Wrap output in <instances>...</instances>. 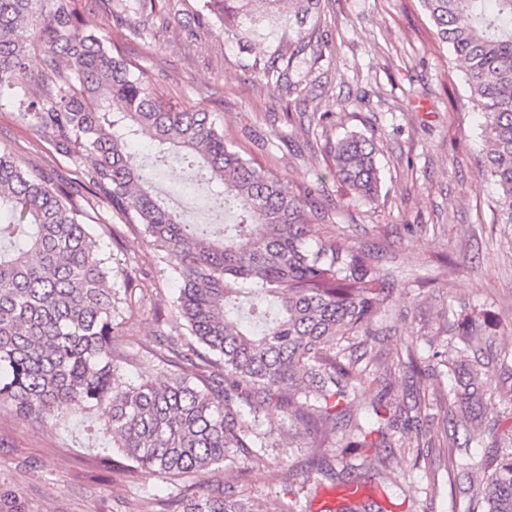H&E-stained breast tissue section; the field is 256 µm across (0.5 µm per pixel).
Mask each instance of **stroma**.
Here are the masks:
<instances>
[{
	"mask_svg": "<svg viewBox=\"0 0 512 512\" xmlns=\"http://www.w3.org/2000/svg\"><path fill=\"white\" fill-rule=\"evenodd\" d=\"M86 28L106 26L113 52L153 76L163 103L209 112L226 142L242 156L311 191L316 232L339 234L348 248L376 257L392 292L376 329L377 348L413 347L420 365L432 353L428 337L446 345L437 389L420 426L447 427L438 400L455 393L452 362L464 319L482 323L488 343L477 353L494 393L512 392V368L495 357L512 349V225L493 219L496 190L482 176V118L465 75L440 43L420 0H329L318 26L330 49L299 60L301 91L288 94L246 67L236 41L201 23V0H154L147 34L132 32L135 0H70ZM352 98L356 108L339 109ZM357 132L374 139L382 193L368 203L334 176L327 144ZM0 147L25 165L73 178L72 161L23 125L9 98L0 99ZM188 224L217 223L189 186L156 184ZM102 412L68 422L34 423L0 409V512H120L127 499L164 497L171 485L144 475L125 482L99 469L108 437ZM493 436L469 439L452 427L464 463L498 451L497 433L512 429V403L490 418ZM398 489L380 496L385 512H466L465 473L448 451L427 449L419 465L399 462Z\"/></svg>",
	"mask_w": 512,
	"mask_h": 512,
	"instance_id": "35a3bbf8",
	"label": "stroma"
}]
</instances>
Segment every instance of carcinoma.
<instances>
[{"instance_id":"1","label":"carcinoma","mask_w":512,"mask_h":512,"mask_svg":"<svg viewBox=\"0 0 512 512\" xmlns=\"http://www.w3.org/2000/svg\"><path fill=\"white\" fill-rule=\"evenodd\" d=\"M0 0V97L18 98L21 120L69 157L77 177L64 181L22 166L0 149V405L39 423L101 408L112 447L97 465L127 478L143 473L176 485L167 498L126 503L127 512H265L238 484L203 483L222 467L248 479L251 464L280 447L274 429L258 428L271 411L287 419L288 443L306 450L308 468L279 463L269 481L288 496L283 512H303L300 498L396 483L394 460L431 444V431L405 427L394 393L396 371L416 363L380 355L361 363L358 338L374 341L371 325L387 299L370 255L314 232L311 194L243 158L224 142L207 112L159 104L143 68L114 55L106 28L86 30L65 0ZM326 0H203L206 16L238 42L258 48L248 64L292 93L289 72L305 51L319 59L329 47L315 20ZM441 43L467 76L482 122L483 167L497 188V223L512 224V0H421ZM31 76L54 86L48 96H18ZM150 141L154 163L132 151ZM374 141L350 133L329 146L332 171L371 203L381 193ZM196 171L197 196L234 212L232 224H186L155 190ZM108 212L123 225L96 221ZM150 239L147 264L165 266L182 283L170 315L153 306L157 285L143 266L101 252L99 237L122 227ZM137 303L153 307L158 340L144 354L119 337ZM169 367L159 378L148 364ZM136 380L112 388L118 371ZM488 373L472 366L465 392L447 400L446 416L486 433L493 405L480 390ZM378 392L364 426L351 412L363 388ZM400 431L392 440L389 432ZM342 442L369 452L358 464L327 448ZM470 476L478 485L468 512H512V438ZM325 512H383L371 498L340 497Z\"/></svg>"}]
</instances>
